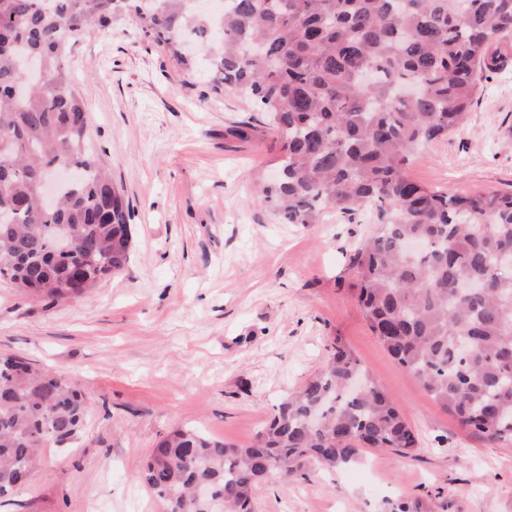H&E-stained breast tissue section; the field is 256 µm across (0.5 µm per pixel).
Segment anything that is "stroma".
Segmentation results:
<instances>
[{"mask_svg": "<svg viewBox=\"0 0 512 512\" xmlns=\"http://www.w3.org/2000/svg\"><path fill=\"white\" fill-rule=\"evenodd\" d=\"M124 21L86 29L66 66L89 108L94 152L132 213L126 269L70 303L0 281V354L45 367L90 401L83 436L46 447L0 512H163L144 483L166 432L198 429L248 445L341 337L393 396L418 444L406 457L364 449L333 472L272 474L254 512H381L420 499L429 512H512V443L463 429L372 335L350 286L349 257L373 233L328 211L282 224L262 200L272 140L225 141L258 117L243 93L213 90ZM450 193L512 192V68L483 81L464 131L409 162Z\"/></svg>", "mask_w": 512, "mask_h": 512, "instance_id": "1", "label": "stroma"}]
</instances>
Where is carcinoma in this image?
Here are the masks:
<instances>
[{"label": "carcinoma", "instance_id": "1", "mask_svg": "<svg viewBox=\"0 0 512 512\" xmlns=\"http://www.w3.org/2000/svg\"><path fill=\"white\" fill-rule=\"evenodd\" d=\"M124 19L186 71L193 44L214 89L247 94L263 119L224 127L251 144L273 134L282 177L262 199L284 224L325 209L376 233L350 255L353 296L374 336L427 395L489 443L512 442V193L448 194L408 174L410 157L462 128L482 80L504 65L512 0H0V278L52 301L74 299L128 259L131 213L95 159L88 109L69 89L65 50L84 29ZM38 62L47 80L29 77ZM69 167L55 207L44 178ZM86 398L53 372L0 356V495L38 451L83 430ZM416 438L392 396L338 338L318 373L247 446L192 428L165 434L146 483L176 512H252L255 487L365 448L407 457ZM209 485L212 496L193 488ZM387 512H426L420 500Z\"/></svg>", "mask_w": 512, "mask_h": 512}]
</instances>
